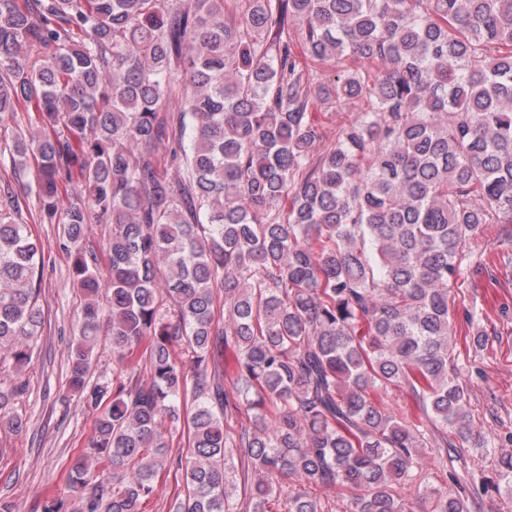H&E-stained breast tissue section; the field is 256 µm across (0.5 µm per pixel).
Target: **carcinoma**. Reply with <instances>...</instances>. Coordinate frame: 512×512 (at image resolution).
Listing matches in <instances>:
<instances>
[{
    "mask_svg": "<svg viewBox=\"0 0 512 512\" xmlns=\"http://www.w3.org/2000/svg\"><path fill=\"white\" fill-rule=\"evenodd\" d=\"M0 0V142L33 207L0 184V365L44 322L60 224L84 296L69 387L97 409L67 495L39 512H329L283 481L349 487L344 512H512L498 478L424 484L423 452L493 447L474 429L452 344L471 237L512 224V0ZM350 61L322 81L306 58ZM180 99V112L169 111ZM365 107L319 153L318 105ZM175 145L165 177L152 148ZM112 225L108 265L83 245ZM119 367L90 383L102 330ZM234 364L224 365V350ZM401 387L422 415L389 411ZM27 385L0 379V425ZM187 432L184 454L168 435ZM419 485L415 498L399 489ZM176 480H180L179 474L175 477L171 471L168 475L163 476V480L159 482V490L156 496L149 502L141 505L142 512H169L170 502L177 488Z\"/></svg>",
    "mask_w": 512,
    "mask_h": 512,
    "instance_id": "obj_1",
    "label": "carcinoma"
}]
</instances>
